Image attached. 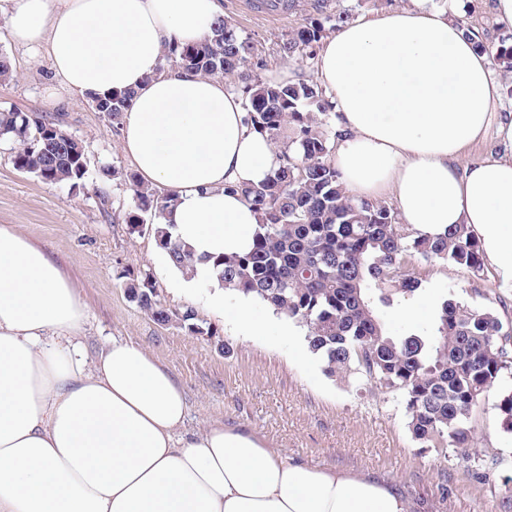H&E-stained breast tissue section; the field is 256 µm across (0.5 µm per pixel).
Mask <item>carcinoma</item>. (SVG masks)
Segmentation results:
<instances>
[{"instance_id": "obj_1", "label": "carcinoma", "mask_w": 512, "mask_h": 512, "mask_svg": "<svg viewBox=\"0 0 512 512\" xmlns=\"http://www.w3.org/2000/svg\"><path fill=\"white\" fill-rule=\"evenodd\" d=\"M324 34L323 24L312 21L281 50L292 57ZM249 50L233 25L221 19L200 43H166L162 68L235 75ZM244 94L249 121L271 141L283 127L293 129L288 150L264 184L231 187L260 216L251 250L196 257L174 236L172 226L157 223L171 197L141 184L133 173L125 174L136 199L127 223L150 222L158 246L183 273L192 277L197 266L206 264L224 288L305 327L307 347L328 376L352 377L362 386L398 395L412 438L423 446L471 447L470 414L494 389L499 391L495 409L501 425L512 432V324L492 310L452 298L442 301L431 336H390L379 315L395 298L419 289V279L407 270L408 257L481 271L480 246L466 225L456 224L435 237L412 235L387 202L350 196L334 163L331 134L319 119L332 105L312 77L288 85L247 82ZM130 100L128 93L104 100L103 112L112 124L121 123ZM48 124L56 127L55 135L37 138ZM0 139L13 143L16 167L40 180L76 186L85 178V149L57 119L0 110ZM127 292L157 323L177 321L227 349L218 330L195 323L193 311L165 309L149 278L131 279Z\"/></svg>"}]
</instances>
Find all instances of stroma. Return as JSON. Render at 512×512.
<instances>
[{
  "mask_svg": "<svg viewBox=\"0 0 512 512\" xmlns=\"http://www.w3.org/2000/svg\"><path fill=\"white\" fill-rule=\"evenodd\" d=\"M223 2L225 20L250 43L244 71L260 80L289 65L309 73L306 54L288 58L280 52L291 31L330 14L345 12L357 19L409 0H288L284 10L267 8L263 0ZM469 2L470 10H458L457 20L480 30L487 51L496 53L512 30L497 25L487 0ZM0 53L12 71L9 81L0 82V109L62 115L64 131L82 143L87 155V174L79 186L47 183L17 170L11 143L0 141V226L43 247L74 281L87 306V349L115 337L144 347L184 390L187 430L203 429L213 420L246 427L271 448L312 466L385 480L407 500L426 502L428 512H512V433L501 425L496 393H489L472 415L475 440L467 454L424 448L413 440L400 400L327 376L307 350L303 327L290 324L286 336H248L230 317L208 307V284H200L194 297L180 295L152 230L126 221L135 197L122 178L131 165L119 132L88 101L68 96L53 77L45 51L14 41L3 11ZM106 168L116 169L117 177L103 176ZM102 194L112 203L106 213L98 207ZM409 265L422 285L386 309L383 323L390 335L432 334L438 307L451 294L512 321V284L491 266L476 274L417 257ZM143 276L155 282L166 308L193 310L198 324L217 329L225 349L178 323L158 324L130 302L126 285ZM411 308L417 318H406Z\"/></svg>",
  "mask_w": 512,
  "mask_h": 512,
  "instance_id": "obj_1",
  "label": "stroma"
}]
</instances>
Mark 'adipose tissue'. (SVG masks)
<instances>
[{
    "label": "adipose tissue",
    "mask_w": 512,
    "mask_h": 512,
    "mask_svg": "<svg viewBox=\"0 0 512 512\" xmlns=\"http://www.w3.org/2000/svg\"><path fill=\"white\" fill-rule=\"evenodd\" d=\"M14 40L44 49L76 99L131 93L121 148L140 180L174 198L162 217L199 256L242 254L259 222L235 188L279 152L222 76L161 67L195 43L221 0H6ZM316 78L343 131L334 161L359 199L392 196L402 223L467 225L512 282V153L463 164L500 119L491 61L449 11L411 0L337 26ZM86 306L48 252L0 226V512H414L356 471L307 465L243 427L186 429L172 374L137 344H84Z\"/></svg>",
    "instance_id": "adipose-tissue-1"
}]
</instances>
